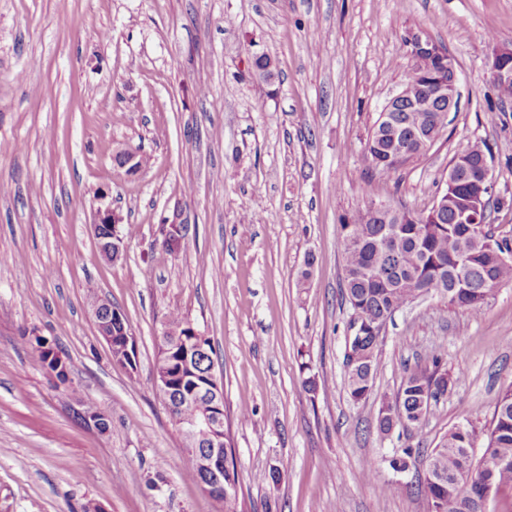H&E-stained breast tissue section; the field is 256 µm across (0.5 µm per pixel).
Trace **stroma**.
I'll return each instance as SVG.
<instances>
[{
  "label": "stroma",
  "instance_id": "1",
  "mask_svg": "<svg viewBox=\"0 0 512 512\" xmlns=\"http://www.w3.org/2000/svg\"><path fill=\"white\" fill-rule=\"evenodd\" d=\"M411 31L454 58L460 104L394 182L362 147L411 71ZM510 43L512 0H0V512H224L183 476L153 385L173 310L216 350L245 512H431L422 464L397 474L388 459L460 424L486 435L512 384V283L474 314L430 296L396 312L372 394L353 403L340 224L370 202L428 211L454 155L483 140L502 202L493 227L512 233V109L486 120L500 105L490 59ZM261 54L273 83L251 75ZM119 146L138 174L117 166ZM100 189L126 242L114 264L91 226ZM176 212L190 230L174 256L159 228ZM92 290L126 314L136 371L113 363ZM33 332L68 358L69 384L28 347ZM433 346L460 381L420 429L380 438L381 398ZM84 400L107 433L80 423ZM394 480L396 494L379 492Z\"/></svg>",
  "mask_w": 512,
  "mask_h": 512
}]
</instances>
